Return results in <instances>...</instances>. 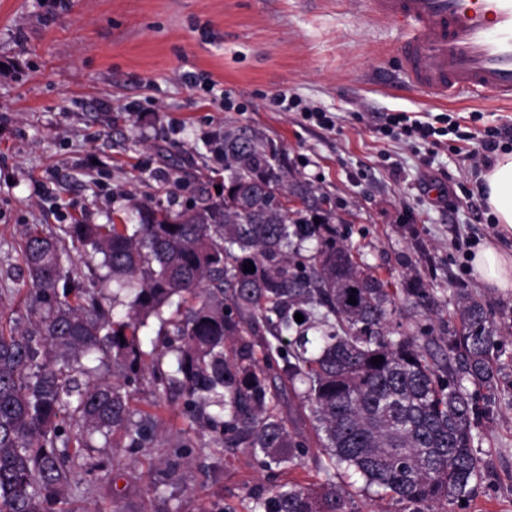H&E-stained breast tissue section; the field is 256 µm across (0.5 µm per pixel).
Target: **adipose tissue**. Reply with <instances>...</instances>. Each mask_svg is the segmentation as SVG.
I'll return each mask as SVG.
<instances>
[{"label": "adipose tissue", "instance_id": "1", "mask_svg": "<svg viewBox=\"0 0 512 512\" xmlns=\"http://www.w3.org/2000/svg\"><path fill=\"white\" fill-rule=\"evenodd\" d=\"M484 200L495 217L498 240L481 243L473 251L474 275L490 287L512 289V251L502 248L500 238H512V151L502 153L483 173Z\"/></svg>", "mask_w": 512, "mask_h": 512}]
</instances>
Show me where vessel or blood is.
I'll return each instance as SVG.
<instances>
[{"mask_svg": "<svg viewBox=\"0 0 512 512\" xmlns=\"http://www.w3.org/2000/svg\"><path fill=\"white\" fill-rule=\"evenodd\" d=\"M399 27L405 83L435 101L476 90L512 106V0H362Z\"/></svg>", "mask_w": 512, "mask_h": 512, "instance_id": "1", "label": "vessel or blood"}]
</instances>
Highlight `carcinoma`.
Wrapping results in <instances>:
<instances>
[{
	"label": "carcinoma",
	"mask_w": 512,
	"mask_h": 512,
	"mask_svg": "<svg viewBox=\"0 0 512 512\" xmlns=\"http://www.w3.org/2000/svg\"><path fill=\"white\" fill-rule=\"evenodd\" d=\"M213 151L219 193L177 211L151 197L108 224L24 234L26 324L0 320V512H53L97 436L149 447L156 424L130 405L139 379L160 399L178 394L208 447L246 448L264 470L300 465L309 447L280 410L284 390L300 392L326 479L262 488L249 512H349L338 469L412 512L469 494L480 473L472 427L487 410L463 382L490 391L500 379L486 304L456 293L457 324L432 349L420 337L433 326L393 322L394 283L340 237L276 143L227 124ZM70 243L91 247L85 280L63 266ZM437 292L401 289L426 313ZM101 369L112 380H92Z\"/></svg>",
	"instance_id": "1"
}]
</instances>
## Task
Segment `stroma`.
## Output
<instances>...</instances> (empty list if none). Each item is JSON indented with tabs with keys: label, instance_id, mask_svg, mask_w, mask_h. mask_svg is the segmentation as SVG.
Returning <instances> with one entry per match:
<instances>
[{
	"label": "stroma",
	"instance_id": "35a3bbf8",
	"mask_svg": "<svg viewBox=\"0 0 512 512\" xmlns=\"http://www.w3.org/2000/svg\"><path fill=\"white\" fill-rule=\"evenodd\" d=\"M398 39L365 17L361 0H0V314L24 312L18 243L30 227L106 224L148 196L180 209L222 179L210 141L225 123L257 129L326 197L339 233L382 277H422L438 288L443 316L461 290L492 309L502 379L478 393L490 407L474 428L480 478L442 512H512V290L488 288L469 259L497 234L478 193L482 171L450 137L407 144L381 130L385 115L404 112L431 123L450 115L483 133L512 125V108L462 95L437 104L405 90ZM282 92L332 113L335 129L273 105ZM175 156L186 163L181 181ZM130 390L133 408L158 423L155 443L96 448L57 512H112L116 503L125 512H247L259 485L324 478L319 448L268 472L245 449L212 452L202 432L168 475L185 436L180 408L146 382Z\"/></svg>",
	"mask_w": 512,
	"mask_h": 512
}]
</instances>
